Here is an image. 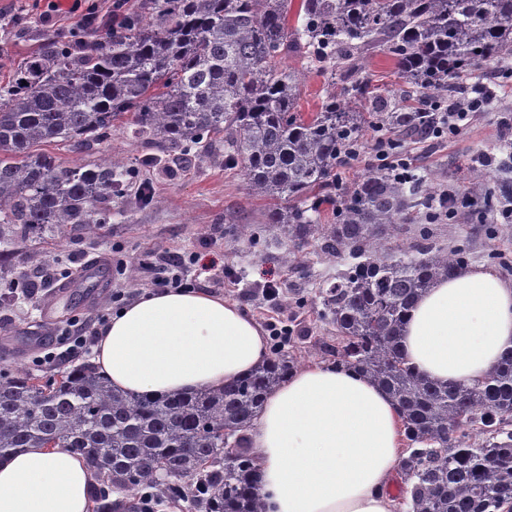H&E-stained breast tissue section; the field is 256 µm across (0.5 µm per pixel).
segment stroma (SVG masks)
Segmentation results:
<instances>
[{
    "mask_svg": "<svg viewBox=\"0 0 512 512\" xmlns=\"http://www.w3.org/2000/svg\"><path fill=\"white\" fill-rule=\"evenodd\" d=\"M44 0H0V85L48 39H71L78 17L69 11L44 21ZM503 63H490L476 77L462 80L463 87L481 85L492 101L475 113L458 134L440 138H402L398 155L410 159L420 182L421 197L437 201L447 193L457 197L453 218L427 222L424 211L411 214L393 231L392 242L412 245L420 224L430 226L437 246L466 244L471 264L512 278V221L498 206L512 198V78L503 76ZM378 132L368 131L355 159L337 165L339 190L354 188L377 168ZM64 167L91 165L111 156L131 172L119 194L112 198L107 223L83 234L53 241L54 256L45 268V284L30 300L0 288V334L13 341L0 350V373L20 370L47 375L62 366L61 352L70 339L74 322L93 319L103 327L119 308L117 302L100 305L85 293L86 269L102 270L109 294L124 292L133 301L150 292L153 266L171 254L195 256L191 277L196 288L236 303L260 325L288 327L293 345L288 352L296 367L334 364L336 328L322 316L320 292L339 282L353 264L349 254L324 251L311 238L296 248L291 260L283 255L288 227L266 220L268 202L253 195L239 166L224 163V148H195L186 167L168 165L173 149L161 140L138 135L135 127L113 130L107 141L87 148L66 142L42 144ZM485 172L487 179L472 186L471 174ZM152 186V202H144L140 183ZM490 194L496 209L486 211L479 197ZM64 296H57L60 282ZM280 286L277 301L262 297L268 282Z\"/></svg>",
    "mask_w": 512,
    "mask_h": 512,
    "instance_id": "obj_1",
    "label": "stroma"
}]
</instances>
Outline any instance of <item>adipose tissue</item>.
Here are the masks:
<instances>
[{"instance_id":"adipose-tissue-1","label":"adipose tissue","mask_w":512,"mask_h":512,"mask_svg":"<svg viewBox=\"0 0 512 512\" xmlns=\"http://www.w3.org/2000/svg\"><path fill=\"white\" fill-rule=\"evenodd\" d=\"M402 335L406 359L432 381H480L512 347V280L463 268L420 297ZM267 359L255 319L203 291L135 300L113 314L96 345L113 386L140 394L217 388ZM251 441L267 512H393L401 419L364 374L323 364L294 370L265 399ZM91 481L66 449H26L0 461V512H89Z\"/></svg>"}]
</instances>
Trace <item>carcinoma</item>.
<instances>
[{
  "mask_svg": "<svg viewBox=\"0 0 512 512\" xmlns=\"http://www.w3.org/2000/svg\"><path fill=\"white\" fill-rule=\"evenodd\" d=\"M152 0L98 42L42 44L0 98V281L32 288L14 246L64 239L105 223L117 187L106 159L62 168L40 143L101 144L128 120L187 162L224 140L249 191L276 202L271 224L297 241L319 233L334 254L361 261L322 292L338 332L336 365L387 390L407 441L399 461L408 512H502L512 507V348L476 384L448 387L416 372L400 350L412 303L469 261L464 244L433 245L423 226L403 257L378 235L418 206L415 189L383 169L342 195L337 222L316 224L298 202L336 200V163L371 128L399 138L433 134L434 103L487 62L512 58V0ZM396 64L397 92L371 88L365 58ZM306 57L328 75L320 111L297 112ZM294 368L284 350L222 388L149 396L118 390L85 361L51 375H0V459L27 448H67L96 474L92 512H154L167 498L205 512H267L248 432L265 398ZM143 491L129 501L112 493Z\"/></svg>",
  "mask_w": 512,
  "mask_h": 512,
  "instance_id": "cac0c4a2",
  "label": "carcinoma"
}]
</instances>
